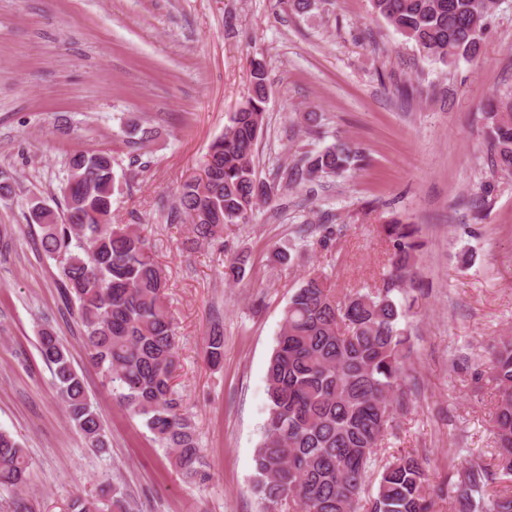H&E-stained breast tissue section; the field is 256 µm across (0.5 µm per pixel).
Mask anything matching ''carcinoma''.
<instances>
[{
  "mask_svg": "<svg viewBox=\"0 0 512 512\" xmlns=\"http://www.w3.org/2000/svg\"><path fill=\"white\" fill-rule=\"evenodd\" d=\"M372 11L419 53L444 66L479 57L494 0H370ZM269 98L265 65L251 61L247 100L229 116L224 135L210 145L202 174L182 184L175 215L195 237L215 241L224 225L247 224L257 205L269 204L279 186L256 176L255 147ZM492 168L512 176V103L483 113ZM120 136L134 147L150 138L138 118H124ZM358 149L346 140L304 153L286 172L289 181L313 183L358 167ZM115 159L77 153L67 164L63 215L46 205L29 207L45 252L60 258V288L77 305L89 361L118 392V402L143 419L169 450L170 463L190 476L197 458L196 430L175 389L177 341L165 304L166 278L138 228L112 223ZM391 253L373 288L342 297L313 270L283 309L266 370L268 416L255 453L254 494L264 512H434L428 477L418 456L399 451L376 480L377 448L394 430L402 383L412 357L407 318L417 297L415 270L421 242L413 224L382 226ZM245 262L224 267L237 283ZM39 351L58 400L89 447L106 453L110 441L69 350L49 327L39 330ZM208 361L224 359V336L208 338ZM485 374L496 387L492 431L494 466L471 465L448 483L456 512H512V489L492 495L497 473L512 476V336L496 341ZM26 449L0 430V486L22 488ZM64 512H126L122 493L104 485L78 494Z\"/></svg>",
  "mask_w": 512,
  "mask_h": 512,
  "instance_id": "carcinoma-1",
  "label": "carcinoma"
}]
</instances>
